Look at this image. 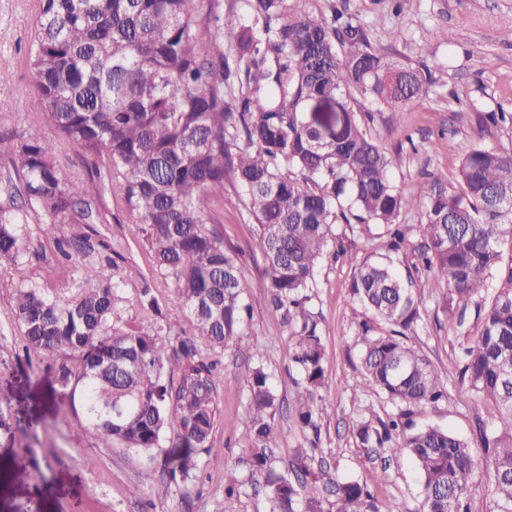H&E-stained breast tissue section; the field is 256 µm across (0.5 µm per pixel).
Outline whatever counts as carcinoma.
I'll use <instances>...</instances> for the list:
<instances>
[{
	"label": "carcinoma",
	"mask_w": 512,
	"mask_h": 512,
	"mask_svg": "<svg viewBox=\"0 0 512 512\" xmlns=\"http://www.w3.org/2000/svg\"><path fill=\"white\" fill-rule=\"evenodd\" d=\"M219 7L216 0H41L28 55L41 115L92 161L129 223L144 226L191 331L173 332L147 288L139 298L145 325L124 328L119 284L91 263L82 264L83 286L70 296L33 284L22 260L27 211L0 208V262L17 282L10 309L27 357L69 356L57 382L69 391L72 412H81L78 428L108 447L164 454L167 478L154 496L165 500L173 484L195 478L198 450L212 451L219 400L203 347H224L250 318L218 212L242 208L259 224L254 247L269 312L293 326L295 410L314 430L323 346L307 291L322 258L348 257L333 226L363 233L379 224L388 250L409 252L417 289L385 262L355 267L357 303L394 327L376 334L366 318L358 336L364 371L397 412L356 421L354 435L364 448H387L391 460L414 464L423 512H472L477 450L439 426L409 425L410 416L448 396L428 357L405 341L422 297L446 287L448 314L476 305L479 332L461 345V396L498 407L492 430L480 420L477 435L499 512H512V264L502 270L504 252H512V151L481 143L461 149L448 139L458 176L452 183L431 174L420 183L412 241L400 219L397 161L369 134L372 113L354 105L361 96L398 115L428 95L430 75L375 49L367 28L336 8L291 12L286 0H245L244 18ZM330 101L342 114L331 130L311 117ZM15 155L29 206L72 227L60 254L93 252L82 231L93 220L86 188L57 162L56 145L22 140ZM227 179L242 193L224 196ZM249 391L254 464L265 472L271 512H323L325 493L335 512H379L366 483L320 482L307 465L312 448L297 450L291 473H274L266 449L277 438L276 397L262 369L250 373ZM173 425L176 438L166 447Z\"/></svg>",
	"instance_id": "1"
}]
</instances>
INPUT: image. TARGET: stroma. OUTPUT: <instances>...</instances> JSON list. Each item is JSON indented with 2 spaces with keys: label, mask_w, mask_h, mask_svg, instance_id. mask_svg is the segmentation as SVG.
Returning <instances> with one entry per match:
<instances>
[{
  "label": "stroma",
  "mask_w": 512,
  "mask_h": 512,
  "mask_svg": "<svg viewBox=\"0 0 512 512\" xmlns=\"http://www.w3.org/2000/svg\"><path fill=\"white\" fill-rule=\"evenodd\" d=\"M345 7L369 29L376 49L416 67L427 65L432 74L427 98L396 117L387 111L375 113L369 126L378 143L400 154L396 181L403 195L402 220L413 226L420 222L416 195L424 177L457 176L459 159L449 152V142L463 149L487 143L512 150V125L491 128L486 121L489 113L512 112V40L504 38L512 29V0H408L404 5L399 0H345ZM38 9V0H0V208L26 202L24 193L5 189L16 177L11 159L17 143L55 142L59 164L83 182L98 212L99 220L88 233L95 259L105 261V274L120 284L127 328L143 323L138 298L146 287L173 330L187 328L175 287L157 272L142 225L127 223L122 200L91 178L89 162L42 119L28 64ZM396 28L403 31L398 41L391 37ZM28 222L25 260L30 280L54 293H71L79 283L80 265L62 259L56 250L69 226L51 223L36 208L29 209ZM219 230L225 246L237 254L252 319L244 334L228 341L223 350L204 352L219 362L220 414L210 438L213 450L198 451L196 479L174 486L161 502L153 489L165 475L163 455L150 459L117 444L107 447L95 432L78 430L56 382L66 354L26 358L23 336L9 309L16 282L8 266L0 263V418L5 421L0 427V512H270L262 477L251 463L246 429L247 377L257 367L268 374L277 399L274 468L290 469L296 449L316 436L320 452L313 469L332 479L366 482L380 512H420L419 475L413 463L406 459L385 466L381 457L359 446L352 432L355 421L383 419L394 410L362 368L356 332L363 315L350 288L355 263L389 254L382 228L372 227L365 236L336 225L350 258L327 259L318 268L307 307L319 323L328 395L315 433L301 431L295 421L298 373L292 366V330L267 311L262 258L254 249L258 225L245 211L228 208ZM392 257L399 275H406L409 255ZM419 311L408 340L428 356L448 388V398L416 415L415 421L472 438L477 419L490 420L496 413L491 403L459 395L456 354L459 345L477 333L475 309L467 307L460 320L450 316L448 291L437 288L425 295ZM20 460L29 472L22 480L14 475ZM235 479L243 483V493L225 497V483Z\"/></svg>",
  "instance_id": "obj_1"
}]
</instances>
